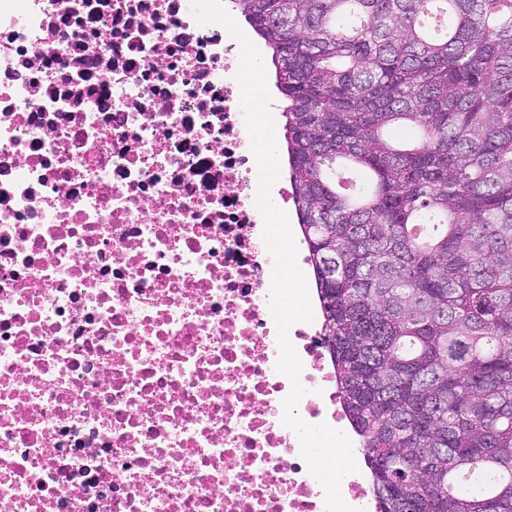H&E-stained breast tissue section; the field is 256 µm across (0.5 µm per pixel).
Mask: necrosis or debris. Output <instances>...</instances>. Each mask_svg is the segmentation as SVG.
<instances>
[{"label": "necrosis or debris", "instance_id": "1", "mask_svg": "<svg viewBox=\"0 0 512 512\" xmlns=\"http://www.w3.org/2000/svg\"><path fill=\"white\" fill-rule=\"evenodd\" d=\"M239 61L193 0H0V512H327ZM289 339L300 417L346 431Z\"/></svg>", "mask_w": 512, "mask_h": 512}]
</instances>
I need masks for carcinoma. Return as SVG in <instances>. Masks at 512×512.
Here are the masks:
<instances>
[{"mask_svg":"<svg viewBox=\"0 0 512 512\" xmlns=\"http://www.w3.org/2000/svg\"><path fill=\"white\" fill-rule=\"evenodd\" d=\"M236 3L380 512H512V0ZM235 13L238 17L243 19L244 17L240 14L239 11L235 10L232 11ZM240 19L239 26L242 30H245L244 34L247 36V38L252 42V44L258 49L260 52L263 64L265 67L266 72V80H267V87L269 90L270 95L272 96V103H271V113L275 115L276 117V124H277V145H278V151H279V158H280V177L278 181L273 185L271 193H274L280 200L281 206L282 201L284 202V208L283 210L288 214L290 227L292 225H295L294 227L297 229L298 237L300 239H303V236L300 232L298 221L296 218V212L295 207L293 205L292 200L288 203V191H291L290 189V183H289V177H288V164H287V152H286V143L284 140V123L285 119L282 117L281 113V106H282V95L279 91L275 93L272 79H274V68L271 63V51L266 47L264 41L260 39L252 30V28H247L246 25L242 22ZM272 78V79H271ZM284 186L286 188L280 189L279 192L280 196L278 195V189ZM288 188V189H287ZM288 203V204H285ZM288 209V211H287Z\"/></svg>","mask_w":512,"mask_h":512,"instance_id":"cac0c4a2","label":"carcinoma"}]
</instances>
